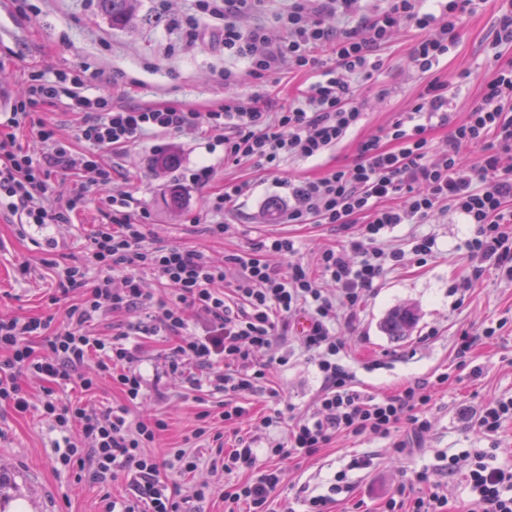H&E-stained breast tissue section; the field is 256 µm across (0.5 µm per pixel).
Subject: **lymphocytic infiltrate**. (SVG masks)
<instances>
[{
    "label": "lymphocytic infiltrate",
    "instance_id": "obj_1",
    "mask_svg": "<svg viewBox=\"0 0 512 512\" xmlns=\"http://www.w3.org/2000/svg\"><path fill=\"white\" fill-rule=\"evenodd\" d=\"M257 2L197 0L196 14L181 27L192 43L202 17L221 20L225 53L245 60L259 82L284 68L314 73L301 98L287 108L273 109L260 95H228L206 110L180 102L120 105L110 96L87 94L80 77L61 72L51 79L31 76L26 94L0 111V212L27 227L66 224L92 191L104 210V224L89 238V265L66 264L56 273L50 300L63 304L61 320L0 318V407L26 414L30 394L21 380L41 383V412L64 435L62 464L79 461L104 488L120 479L130 486L125 498L104 495L100 512H187L190 502L205 500L215 489L207 481L186 490L170 483V473L197 470L192 450L181 448L163 458L151 452L167 423L131 414L149 388L139 368L142 347L131 343L132 333L171 341L169 371L190 391L212 398V405L197 413L191 436L214 443L211 475L249 472L234 491L223 493L224 512H238L242 503L248 512H271L281 483L280 460L313 456L339 435L364 434L388 441L390 451L402 456L430 427L426 408L434 390L447 383V374L376 397L361 390L356 374L341 362L345 344L336 333L337 322L355 320L365 296L405 253L423 260L435 252L433 236H413L402 249L388 244L389 232L401 224L431 223L442 207H449L473 226L465 247L477 262L476 273L492 269L512 280V167L503 163L512 155V64L497 65L479 101L459 121L451 115L449 87L467 83L470 75L462 72L448 81L436 74L456 46L466 16L475 11V0H383L367 10L361 0H289L277 17L286 36L277 42L265 27L245 29L238 23ZM325 13L335 16L337 29L324 25ZM404 21L422 33L410 59L428 78L413 105L359 143L352 167L289 185L280 210L285 224H330L348 232L345 245L322 248L311 268L296 262L297 242L287 235L266 237L221 261L195 248L149 242L150 214L115 186L105 151L149 132L192 129L211 134L223 145L225 162L235 165L248 161L271 171L288 159H319L361 125L364 105L353 88L380 71L377 53ZM324 46L331 50L332 63L317 55ZM55 105L81 115L77 138L84 150L62 143L41 118L44 107ZM438 126L448 129L440 149L429 139ZM20 131L38 140L39 153L18 143ZM469 148L479 149L475 160L466 158ZM58 170L73 176V183L50 187V176ZM252 191L250 182H225L223 195L207 204L212 219L205 232L225 237L224 215ZM272 254L287 258L288 267L271 264ZM93 266L98 269L94 277L89 274ZM149 277L171 290L170 301L156 299L146 288ZM133 312L145 316L135 330L109 336L90 332L105 317ZM296 318L306 322L298 339L322 380L316 412L290 419L276 409L261 417L262 429L288 430L286 441L267 449L265 461H258L244 438L238 448L225 450V428L247 413L242 398L262 393L277 398L276 389L262 381L273 365L286 364L274 349ZM43 346L48 349L44 355L39 352ZM105 377L119 387L123 402L102 410L90 396ZM68 385L80 387L81 400L58 402L56 388ZM511 418L512 398L482 407L475 426L489 447L448 459L452 474L460 458L470 459L465 482L479 512H512V464L499 462L492 444ZM447 505L446 485L437 471L425 468L413 480L400 481L380 509L444 512Z\"/></svg>",
    "mask_w": 512,
    "mask_h": 512
}]
</instances>
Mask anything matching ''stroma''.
<instances>
[{"mask_svg":"<svg viewBox=\"0 0 512 512\" xmlns=\"http://www.w3.org/2000/svg\"><path fill=\"white\" fill-rule=\"evenodd\" d=\"M503 0H480L476 13L466 17L456 47L441 62L438 73L449 78L468 71L470 83L451 88L454 111L464 117L479 99L489 75L488 44ZM194 0H141L146 20L133 30L112 27L100 14L97 0H0V92L21 95L31 75L53 76L59 71L82 75L92 94H107L114 101L152 103L180 101L206 109L222 102L225 70L237 75L236 93L265 92L276 107H285L304 90L310 76L281 72L267 84L251 77L245 62L226 56L217 21L203 19L198 40L190 45L180 39L175 24L193 13ZM420 33L402 24L392 42L380 50L383 67L374 87H360L358 98L366 102L362 127L350 132L320 160L284 161L274 172L258 170L251 163L225 164L223 148H212L202 133L150 135L112 152L116 184L130 192L152 215L150 235L169 244H185L213 258L279 233L300 244L297 261L314 265L321 247L340 245L342 233L323 224H274L263 212H276L287 195L286 182L313 177L329 168H347L357 157V144L365 136L388 125L396 113L407 110L426 81L413 69L410 53ZM122 73L118 85L106 80L109 72ZM173 154V168L160 169L159 151ZM208 164L214 175L208 185L190 182L200 165ZM228 180H248L253 194L229 216L232 233L212 238L192 216L204 215L209 198L223 193ZM96 200H88L68 224H49L40 230L21 231L10 218L0 216V316L59 313L51 304V262H85L89 237L102 223ZM471 225L452 212H444L431 224H402L389 235L391 244L402 247L409 234H431L436 251L426 264L405 258L402 265L386 270L376 290L368 294L353 324L337 327L346 348L342 359L357 375L362 389L378 397L396 393L416 379L435 380L448 374L427 409L430 428L417 449L407 456L391 454L385 440L363 435L337 437L318 454L283 464L276 499H288L294 512H304V500L327 493L338 471L348 473L351 490L331 504L330 512H378L381 501L402 480L412 479L422 468H436L440 454L454 455L469 448L486 447L482 435L463 418L464 411L503 398H512V282L494 272H484L466 297L453 294V286L471 277L475 266L462 249ZM59 239L48 250L47 239ZM29 264L21 274V264ZM414 307L417 322L406 336L388 331L386 320L398 307ZM497 324L495 336L482 331ZM481 339L467 368H459L455 355L462 330ZM141 369L153 385L138 416L164 418L168 427L153 445L157 453L183 447L201 406L178 379L162 373L169 344L160 337L143 339ZM279 354L288 362L274 366L269 378L282 406L296 411L312 410L320 387L319 372L301 346L295 329H288ZM30 413L18 416L0 410V512H99L102 490L89 472L61 466L58 458L61 433L52 418L42 416V392L30 382ZM372 460L365 469H351L359 456Z\"/></svg>","mask_w":512,"mask_h":512,"instance_id":"1","label":"stroma"}]
</instances>
